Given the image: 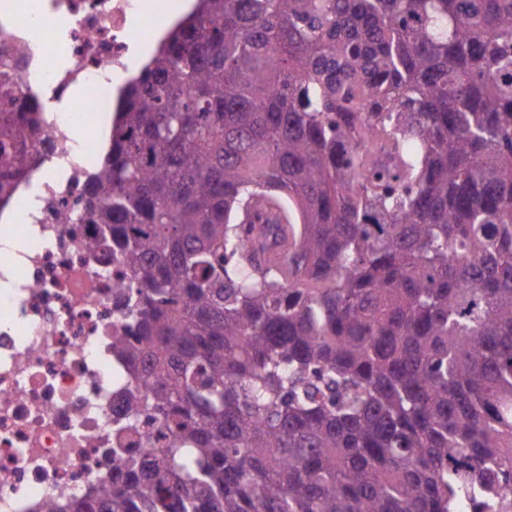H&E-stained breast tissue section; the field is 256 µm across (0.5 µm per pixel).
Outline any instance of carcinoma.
Returning <instances> with one entry per match:
<instances>
[{
    "label": "carcinoma",
    "mask_w": 512,
    "mask_h": 512,
    "mask_svg": "<svg viewBox=\"0 0 512 512\" xmlns=\"http://www.w3.org/2000/svg\"><path fill=\"white\" fill-rule=\"evenodd\" d=\"M85 213L131 388L112 482L42 512H512V0H196Z\"/></svg>",
    "instance_id": "1"
}]
</instances>
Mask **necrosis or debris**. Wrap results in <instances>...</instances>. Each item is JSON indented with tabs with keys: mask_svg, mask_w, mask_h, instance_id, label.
<instances>
[{
	"mask_svg": "<svg viewBox=\"0 0 512 512\" xmlns=\"http://www.w3.org/2000/svg\"><path fill=\"white\" fill-rule=\"evenodd\" d=\"M0 0L12 94L41 98L37 158L0 209V512H41L112 478V422L129 386L112 361L120 324L106 227L84 192L114 112L112 77L139 70L136 28L162 32L164 0Z\"/></svg>",
	"mask_w": 512,
	"mask_h": 512,
	"instance_id": "necrosis-or-debris-1",
	"label": "necrosis or debris"
}]
</instances>
